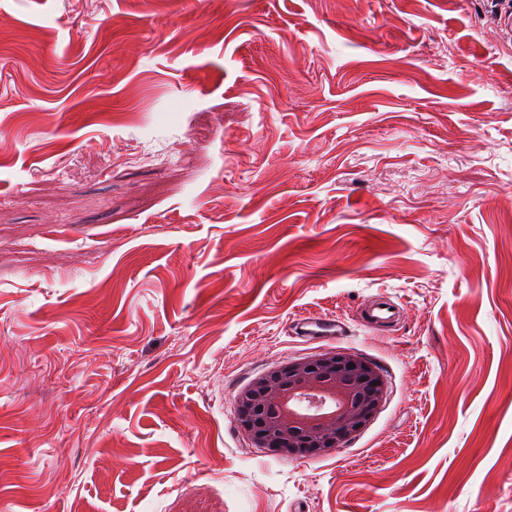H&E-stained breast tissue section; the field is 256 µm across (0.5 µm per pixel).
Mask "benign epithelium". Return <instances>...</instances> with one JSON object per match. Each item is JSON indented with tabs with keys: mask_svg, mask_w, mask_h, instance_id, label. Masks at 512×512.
Here are the masks:
<instances>
[{
	"mask_svg": "<svg viewBox=\"0 0 512 512\" xmlns=\"http://www.w3.org/2000/svg\"><path fill=\"white\" fill-rule=\"evenodd\" d=\"M386 381L376 364L323 352L254 378L237 395V419L256 448L306 457L361 433L381 407Z\"/></svg>",
	"mask_w": 512,
	"mask_h": 512,
	"instance_id": "obj_1",
	"label": "benign epithelium"
}]
</instances>
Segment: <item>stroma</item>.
Wrapping results in <instances>:
<instances>
[{"label": "stroma", "instance_id": "35a3bbf8", "mask_svg": "<svg viewBox=\"0 0 512 512\" xmlns=\"http://www.w3.org/2000/svg\"><path fill=\"white\" fill-rule=\"evenodd\" d=\"M492 0H0V512H512V42ZM399 323L370 333L365 298ZM349 332L308 343V315ZM382 371L253 447L252 379ZM385 395L386 381L376 364L358 355L323 352L254 378L237 395V419L256 448L319 455L359 435ZM306 399L314 406L304 405Z\"/></svg>", "mask_w": 512, "mask_h": 512}]
</instances>
